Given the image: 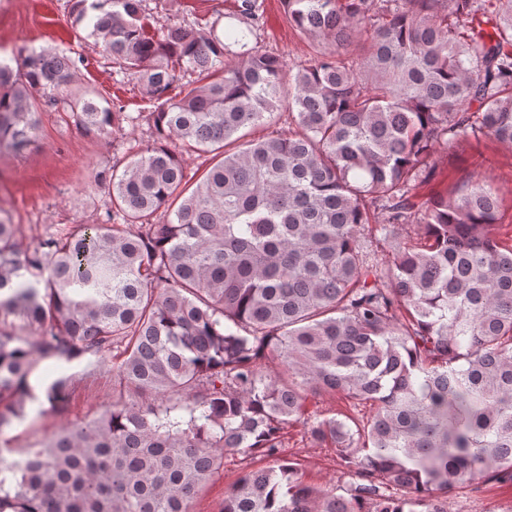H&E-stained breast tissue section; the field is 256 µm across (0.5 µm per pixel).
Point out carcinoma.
Listing matches in <instances>:
<instances>
[{
    "instance_id": "carcinoma-1",
    "label": "carcinoma",
    "mask_w": 512,
    "mask_h": 512,
    "mask_svg": "<svg viewBox=\"0 0 512 512\" xmlns=\"http://www.w3.org/2000/svg\"><path fill=\"white\" fill-rule=\"evenodd\" d=\"M283 2L314 48L287 82L247 48L259 0H237L222 36L217 18L151 34L146 0H69L153 102L152 143L94 172L95 224L24 247L0 209V437L34 403L68 408L73 376L37 386V360H114L112 408L16 459L0 448V512H190L227 451L271 465L221 512H449L461 485L512 482V247L485 233L498 198L467 181L416 202L439 150L512 148V0ZM13 61L0 154L36 143L42 106L104 138L139 120L77 88L62 52ZM284 106L295 128L250 136ZM187 150L212 155L198 178ZM309 393L369 412L307 416ZM299 421L336 448L340 484L311 487L281 456Z\"/></svg>"
}]
</instances>
